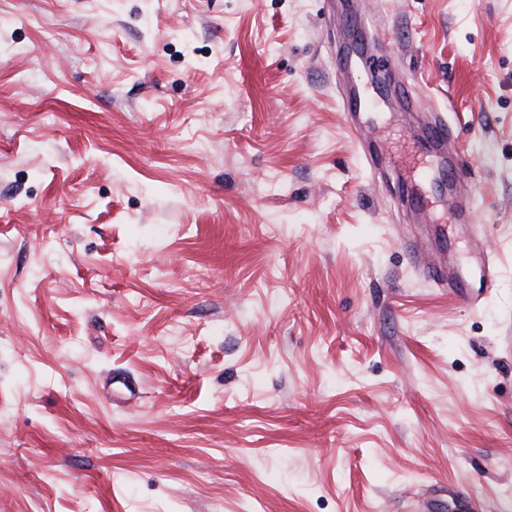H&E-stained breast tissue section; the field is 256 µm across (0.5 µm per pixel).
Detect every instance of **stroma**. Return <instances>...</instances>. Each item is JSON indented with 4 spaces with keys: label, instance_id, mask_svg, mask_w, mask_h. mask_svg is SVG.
I'll return each mask as SVG.
<instances>
[{
    "label": "stroma",
    "instance_id": "35a3bbf8",
    "mask_svg": "<svg viewBox=\"0 0 512 512\" xmlns=\"http://www.w3.org/2000/svg\"><path fill=\"white\" fill-rule=\"evenodd\" d=\"M501 277L413 266L322 0H0V512H512V0H365ZM421 247L463 262L451 224ZM413 259L420 265L423 274L438 288H448V293L463 301L471 308H477L482 301V289L495 288L499 279L498 265L494 253L483 245H478L474 251L471 272L468 277L460 274L458 268L451 269L441 260H429L430 252L422 248L412 251ZM469 277L478 281V287L469 286ZM464 288H479L477 291H467Z\"/></svg>",
    "mask_w": 512,
    "mask_h": 512
}]
</instances>
